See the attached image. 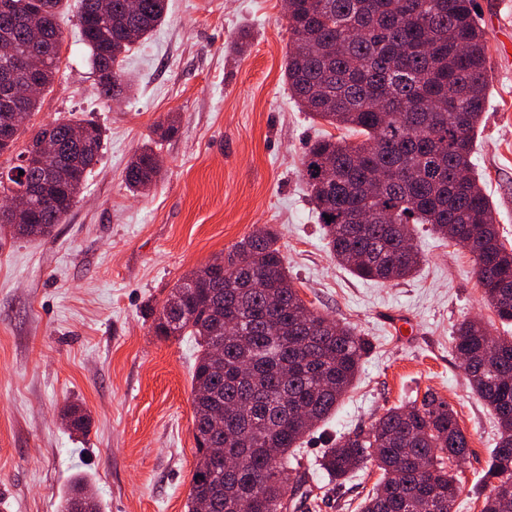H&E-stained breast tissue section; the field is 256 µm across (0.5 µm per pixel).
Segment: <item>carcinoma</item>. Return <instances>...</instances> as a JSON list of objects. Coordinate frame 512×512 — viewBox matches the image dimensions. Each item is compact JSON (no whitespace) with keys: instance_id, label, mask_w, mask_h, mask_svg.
<instances>
[{"instance_id":"cac0c4a2","label":"carcinoma","mask_w":512,"mask_h":512,"mask_svg":"<svg viewBox=\"0 0 512 512\" xmlns=\"http://www.w3.org/2000/svg\"><path fill=\"white\" fill-rule=\"evenodd\" d=\"M0 56L11 84L35 79L49 88L60 70L64 41L58 15L64 0H0ZM98 0H79L77 26L90 50L98 94L126 93L122 68L131 46L165 19L166 0H126L101 13ZM288 89L302 111L361 135L350 144L324 136L302 158L301 175L328 245L366 281L411 277L424 261L414 224H427L473 257L484 296L501 323H512V248L502 241L492 206L473 170L474 135L485 112L486 42L476 0H288ZM22 128L0 140L15 154L0 173V200L27 182H46L44 198L19 218L0 216V230L48 237L69 214L88 169L102 149L93 123L55 120L19 145ZM59 145L44 166L29 147L45 135ZM24 174H19V171ZM161 160L143 147L125 182L150 187ZM331 221H326L325 216ZM158 336L202 340L193 373L197 463L188 512H287L308 497L306 480L288 486V452L330 417L352 387L368 342L308 306L288 277L278 233L266 224L223 257L189 272L171 289L153 321ZM455 350L471 390L494 414L498 439L481 512H512V336H491L476 319L460 322ZM224 348L216 363L212 350ZM72 430L89 418L64 407ZM238 456L224 472L211 449ZM466 434L448 402L428 392L419 402L388 408L368 430L343 435L322 456L321 469L344 480L374 461L381 477L360 512H454L459 488L453 464L469 454Z\"/></svg>"}]
</instances>
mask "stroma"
Here are the masks:
<instances>
[{"label":"stroma","instance_id":"35a3bbf8","mask_svg":"<svg viewBox=\"0 0 512 512\" xmlns=\"http://www.w3.org/2000/svg\"><path fill=\"white\" fill-rule=\"evenodd\" d=\"M487 46V110L472 162L512 247V0H476ZM78 0L59 17L62 63L27 123L89 121L103 149L78 203L51 237L0 233V512H59L84 477L102 512H187L196 466L194 337H158L152 322L174 284L256 228L280 233L288 275L306 302L369 342L357 379L297 453L314 494L301 512H357L376 466L343 485L318 461L336 437L434 392L470 440L456 468V512H481L497 439L454 350L458 323L479 318L511 336L487 303L471 255L413 227L424 262L400 282L340 266L300 178L308 146L329 132L300 112L284 78V0H168L164 23L128 52L130 94L99 98L77 27ZM249 47L237 54L234 44ZM175 131L159 138L158 124ZM163 176L134 194L125 169L143 145ZM402 319L406 331L389 323ZM87 434L62 420L69 404Z\"/></svg>","mask_w":512,"mask_h":512}]
</instances>
